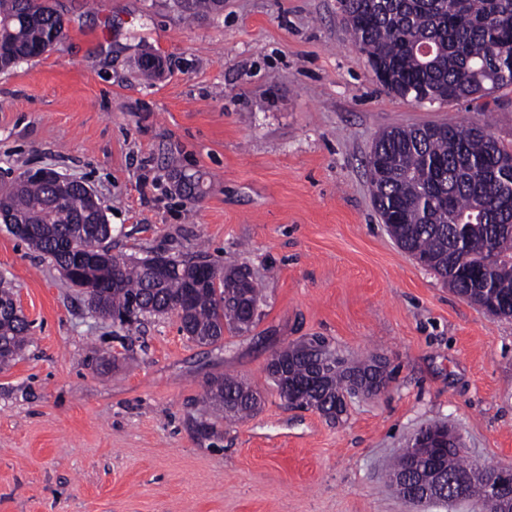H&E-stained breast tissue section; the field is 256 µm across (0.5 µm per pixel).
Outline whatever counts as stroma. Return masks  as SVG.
Returning a JSON list of instances; mask_svg holds the SVG:
<instances>
[{
    "label": "stroma",
    "instance_id": "stroma-1",
    "mask_svg": "<svg viewBox=\"0 0 512 512\" xmlns=\"http://www.w3.org/2000/svg\"><path fill=\"white\" fill-rule=\"evenodd\" d=\"M63 43L0 72V171L47 167L97 193L112 252L245 266L260 318L221 345L176 315L121 329L0 224V276L30 340L0 370V512H473L405 501L387 466L427 424L469 458L512 463V318L453 293L402 251L367 159L394 127L453 122L512 146V87L486 110L399 99L370 73L339 0H56ZM162 58L144 78L137 59ZM201 178L186 200L174 172ZM323 336L386 358L388 387L330 423L288 406L274 350ZM232 374L265 402L236 424L204 399ZM177 10L187 18L203 14L219 13L224 9V0H174Z\"/></svg>",
    "mask_w": 512,
    "mask_h": 512
}]
</instances>
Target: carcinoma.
<instances>
[{
  "label": "carcinoma",
  "mask_w": 512,
  "mask_h": 512,
  "mask_svg": "<svg viewBox=\"0 0 512 512\" xmlns=\"http://www.w3.org/2000/svg\"><path fill=\"white\" fill-rule=\"evenodd\" d=\"M341 6L355 46L384 88L415 101H478L512 87V0H344ZM187 18L224 10V0H174ZM65 25L55 0H0V44L4 62L42 56L61 44ZM433 48L423 57L417 45ZM368 174L379 216L404 252L454 293L484 307L496 303V317L512 318V149L482 127L446 123L382 132L369 153ZM190 201L201 198L200 182L179 175ZM0 223L24 224L20 237L83 291L101 316L138 318L177 314L181 331L205 345L222 342L224 331L243 334L259 319L261 289L242 269L220 271L205 262L175 260L163 278L148 267L170 257L155 255L129 264L112 254L105 209L72 183L60 189L27 178L0 190ZM31 323L14 302L13 288L0 278V368L22 351ZM266 370L287 404L314 409L336 421L346 397L379 393L392 380L374 358L347 363L326 339L312 336L277 350ZM206 399L235 422L252 414L260 395L231 375L211 378ZM440 467L477 512H512V499L486 508L487 482L478 463L459 444L434 442L414 454L402 450L389 477H421Z\"/></svg>",
  "instance_id": "1"
}]
</instances>
